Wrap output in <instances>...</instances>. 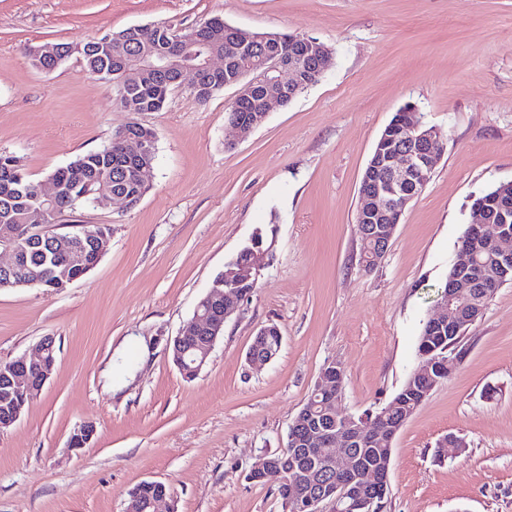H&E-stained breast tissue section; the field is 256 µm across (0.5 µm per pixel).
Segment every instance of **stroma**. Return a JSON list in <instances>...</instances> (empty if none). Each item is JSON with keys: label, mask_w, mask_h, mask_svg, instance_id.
<instances>
[{"label": "stroma", "mask_w": 512, "mask_h": 512, "mask_svg": "<svg viewBox=\"0 0 512 512\" xmlns=\"http://www.w3.org/2000/svg\"><path fill=\"white\" fill-rule=\"evenodd\" d=\"M212 16L319 38L333 63L240 140L224 123L233 89L203 103L185 86L160 111L126 112L79 56L44 73L27 55ZM408 103L444 150L367 270L361 178ZM132 121L156 135L141 201L59 218L109 226L99 263L57 293L0 288V361L34 355L46 336L57 346L50 380L0 432V512H125L145 481L168 487L174 512H287L273 484L249 479L257 458L285 449L327 364L344 372L352 416L398 393L471 204L512 182V0H0V151L43 181ZM258 231L274 243L258 286L185 378L169 342ZM271 323L279 353L249 363ZM460 346L456 371L393 441L380 512H512V282ZM88 424L91 441L72 449ZM448 436L462 449L438 452Z\"/></svg>", "instance_id": "1"}]
</instances>
